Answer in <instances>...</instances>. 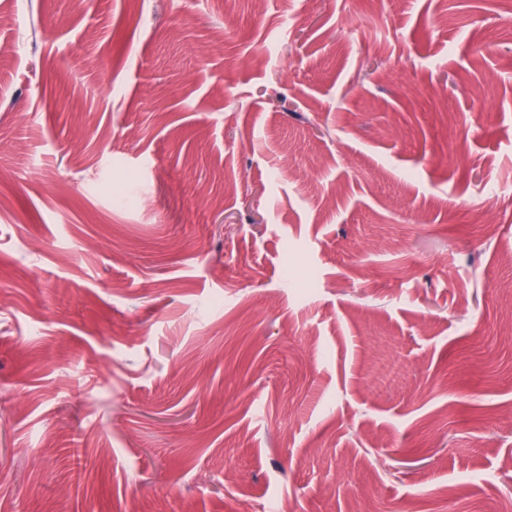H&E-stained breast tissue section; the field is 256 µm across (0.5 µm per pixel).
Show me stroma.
Wrapping results in <instances>:
<instances>
[{
  "label": "stroma",
  "mask_w": 512,
  "mask_h": 512,
  "mask_svg": "<svg viewBox=\"0 0 512 512\" xmlns=\"http://www.w3.org/2000/svg\"><path fill=\"white\" fill-rule=\"evenodd\" d=\"M0 512H512V0H0Z\"/></svg>",
  "instance_id": "1"
}]
</instances>
